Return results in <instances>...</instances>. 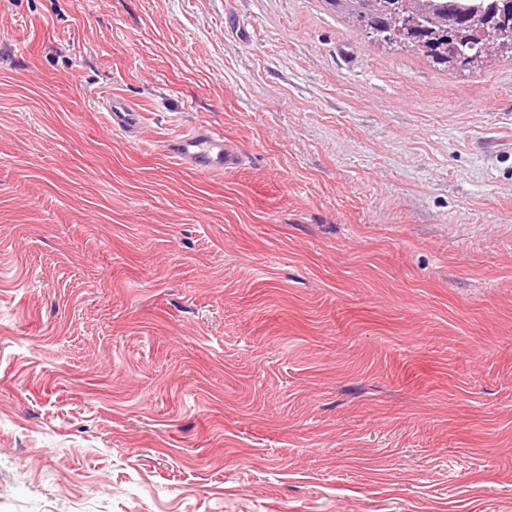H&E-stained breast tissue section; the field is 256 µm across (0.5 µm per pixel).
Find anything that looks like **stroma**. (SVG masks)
<instances>
[{
  "mask_svg": "<svg viewBox=\"0 0 512 512\" xmlns=\"http://www.w3.org/2000/svg\"><path fill=\"white\" fill-rule=\"evenodd\" d=\"M0 512H512V61L0 0ZM102 105L115 131L133 134L140 129V113L133 103L111 95L105 98ZM187 169L202 174L223 173L238 168L244 154L224 140L222 130L200 126L173 141L168 150Z\"/></svg>",
  "mask_w": 512,
  "mask_h": 512,
  "instance_id": "obj_1",
  "label": "stroma"
}]
</instances>
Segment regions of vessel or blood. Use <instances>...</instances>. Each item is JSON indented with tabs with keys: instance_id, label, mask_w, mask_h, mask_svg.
Listing matches in <instances>:
<instances>
[{
	"instance_id": "vessel-or-blood-1",
	"label": "vessel or blood",
	"mask_w": 512,
	"mask_h": 512,
	"mask_svg": "<svg viewBox=\"0 0 512 512\" xmlns=\"http://www.w3.org/2000/svg\"><path fill=\"white\" fill-rule=\"evenodd\" d=\"M103 107L114 130L133 134L140 128V114L133 103L119 96L106 97ZM185 168L202 174L223 173L238 168L244 154L224 139L222 130L200 126L173 141L169 148Z\"/></svg>"
}]
</instances>
